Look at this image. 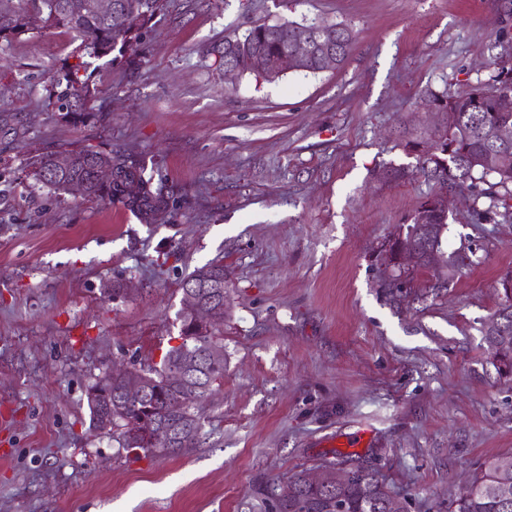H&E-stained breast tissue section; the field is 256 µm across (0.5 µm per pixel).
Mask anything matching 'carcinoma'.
<instances>
[{"instance_id": "obj_1", "label": "carcinoma", "mask_w": 512, "mask_h": 512, "mask_svg": "<svg viewBox=\"0 0 512 512\" xmlns=\"http://www.w3.org/2000/svg\"><path fill=\"white\" fill-rule=\"evenodd\" d=\"M89 0H0V43L30 31L27 16L35 11L46 27H64L75 33L80 44L75 50V62L66 65L52 77L55 87L54 106L63 116L82 117L93 110L96 89L84 79L87 70L85 58H102L116 46L132 48L139 44L147 24L165 7V0H112L119 8V14L100 15L88 8ZM304 24L297 22L262 23L252 25L241 32H235L224 40L220 51V61H230L244 73L255 74L254 63L258 59H275L291 49L293 42L301 34ZM338 56L336 67H341L349 56L354 35L349 27L341 25L337 30ZM494 75L491 83L478 86L465 95L445 92L434 96L437 109L448 113V126L435 141L434 151L429 153L421 164V172L436 183L453 188L472 179V174H480L484 187L470 184L471 209L477 223L491 222L498 216L496 200L498 189L512 187V146L508 162H492L490 165L476 163V160L502 150L495 144L489 133L499 126L512 128V109L503 110L498 98L512 96V66L505 61L493 62ZM70 160L68 168L56 170L55 154H42L31 162V174L36 183L54 191L68 190V184L77 179L86 184V197H106L118 202L149 224L156 220V214L169 206L170 197L161 188L154 186V176L146 174L145 165L120 155L85 147L67 152ZM113 164L119 171L121 180L108 185L101 184L95 176V168L100 164ZM136 181L140 194L131 198L125 194V182ZM412 223L422 225L421 233L413 239L421 247L439 246L441 233L448 224V212L437 207L435 198L428 197L416 209ZM469 256L465 250L452 252L446 258V279L467 265ZM224 277V264L213 262L194 270L183 284L202 282ZM512 281V272L499 282L500 303L497 311L488 320L493 323L500 319L501 324L493 331L483 327V343L486 350L499 358L497 374L505 373L512 378V293H507L506 281ZM181 344L170 347L161 359L160 366L153 369V397L149 404L127 401L122 411L112 410L108 394L123 388L122 382L111 381L107 375L99 377L96 388L104 396L96 401H88L93 425L108 429L122 439L127 446V427L141 423L148 427L147 419L154 417L180 427L181 446L177 449L156 448L148 443L139 448L156 452L162 456L175 455L185 448H193L199 441L201 429L180 426L189 406L184 399V388L172 382L169 372L178 367L181 349H206L210 346L223 347L222 338L214 333L197 335L193 325L181 317ZM504 457H497L484 463L459 495L451 501L448 512H512V467L502 466ZM490 485L506 488L507 500L491 496L486 492ZM288 497H282V486L273 489L264 501L263 512H334L336 500L346 504L347 512H382L379 504L384 498L381 487L366 476L356 475L335 487L332 497L305 481V473L300 472L288 479Z\"/></svg>"}]
</instances>
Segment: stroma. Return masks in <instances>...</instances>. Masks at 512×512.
<instances>
[{
    "mask_svg": "<svg viewBox=\"0 0 512 512\" xmlns=\"http://www.w3.org/2000/svg\"><path fill=\"white\" fill-rule=\"evenodd\" d=\"M512 0H169L137 52L93 60L91 116L51 77L75 46L37 28L0 48V512H258L267 486L362 466L407 512H448L465 476L512 454V380L481 329L512 270V223L447 198L431 270L386 287L385 251L434 183L417 167L448 123L433 94L487 83ZM344 23L341 69L228 80L217 49L256 23ZM91 146L141 161L173 197L144 224L121 204L36 185L37 154ZM394 168L410 170L394 180ZM224 262V383L197 447L155 456L92 424L113 364L174 345L181 283ZM363 435L361 447L346 438Z\"/></svg>",
    "mask_w": 512,
    "mask_h": 512,
    "instance_id": "obj_1",
    "label": "stroma"
}]
</instances>
